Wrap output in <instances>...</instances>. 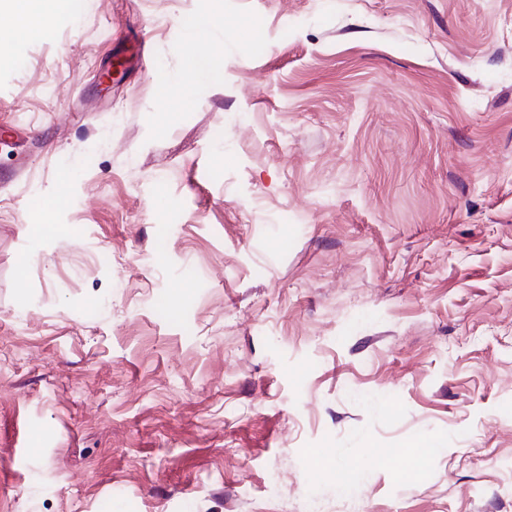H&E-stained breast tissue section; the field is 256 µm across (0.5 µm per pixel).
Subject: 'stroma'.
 I'll use <instances>...</instances> for the list:
<instances>
[{"instance_id": "1", "label": "stroma", "mask_w": 512, "mask_h": 512, "mask_svg": "<svg viewBox=\"0 0 512 512\" xmlns=\"http://www.w3.org/2000/svg\"><path fill=\"white\" fill-rule=\"evenodd\" d=\"M0 356V512H512V0H80L0 62ZM224 76V48H195L193 57L187 60L186 69L177 81L187 97L189 89L198 78H205L212 83H219ZM175 84V85H176Z\"/></svg>"}]
</instances>
